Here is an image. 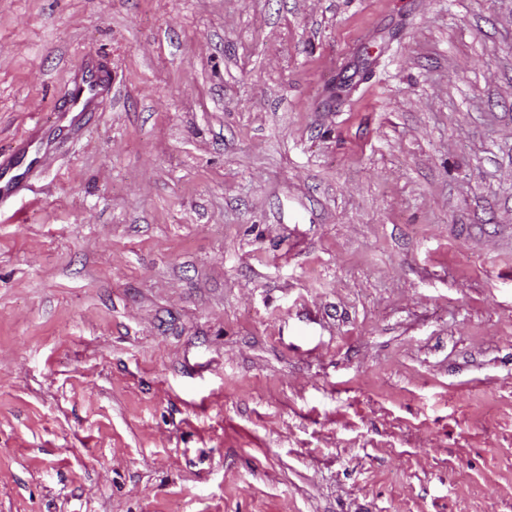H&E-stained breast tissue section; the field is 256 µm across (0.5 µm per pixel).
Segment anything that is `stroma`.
Returning <instances> with one entry per match:
<instances>
[{
  "mask_svg": "<svg viewBox=\"0 0 512 512\" xmlns=\"http://www.w3.org/2000/svg\"><path fill=\"white\" fill-rule=\"evenodd\" d=\"M35 129L0 512H512V0H0ZM109 86V75L88 60L80 73L75 74L68 83V108L79 112L94 110Z\"/></svg>",
  "mask_w": 512,
  "mask_h": 512,
  "instance_id": "obj_1",
  "label": "stroma"
}]
</instances>
